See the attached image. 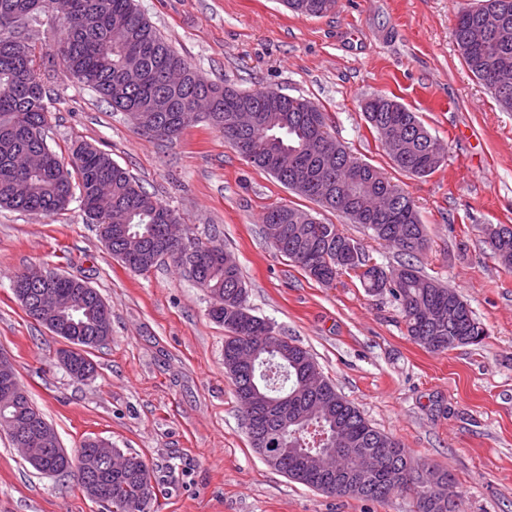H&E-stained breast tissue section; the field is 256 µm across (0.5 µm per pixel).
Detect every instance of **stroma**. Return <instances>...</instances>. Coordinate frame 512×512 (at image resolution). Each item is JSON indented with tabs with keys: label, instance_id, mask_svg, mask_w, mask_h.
<instances>
[{
	"label": "stroma",
	"instance_id": "1",
	"mask_svg": "<svg viewBox=\"0 0 512 512\" xmlns=\"http://www.w3.org/2000/svg\"><path fill=\"white\" fill-rule=\"evenodd\" d=\"M477 2L338 0L326 16L307 17L281 0H136L204 78L313 102L347 151L411 193L428 238L416 265L467 301L487 331L477 345L430 351L408 336L389 294H369L351 275L321 285L277 254L261 219L287 204L339 225L371 263L401 261L362 225L254 167L206 123L173 141L146 138L60 71L47 142L60 154L80 143L110 153L199 239L222 243L252 314L308 350L414 467L448 470L461 512H512V269L484 234L512 225V112L468 70L451 35L458 9ZM375 94L416 112L445 145L433 174L393 166L360 108ZM35 265L86 278L109 307L112 337L91 354V380L71 378L57 359L60 341L12 290ZM210 305L171 263L142 275L125 268L78 202L49 217L0 209V350L68 453L101 437L139 455L151 472V512H415L406 492L385 503L328 496L267 465L241 424L224 327ZM0 512L104 510L75 475L40 473L0 432Z\"/></svg>",
	"mask_w": 512,
	"mask_h": 512
}]
</instances>
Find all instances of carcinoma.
I'll return each mask as SVG.
<instances>
[{"label":"carcinoma","instance_id":"obj_1","mask_svg":"<svg viewBox=\"0 0 512 512\" xmlns=\"http://www.w3.org/2000/svg\"><path fill=\"white\" fill-rule=\"evenodd\" d=\"M291 11L322 16L323 6L337 0H282ZM488 12L506 17L509 32L489 49H466L468 28ZM46 16L57 23L56 39L47 61L42 52L23 41L29 25ZM452 37L471 73L487 88L491 81V58L512 68V0H480L475 7L458 10ZM65 70L77 82L93 89L112 109L143 112L160 118L164 125L175 126L182 112L199 110L201 120L224 134V138L251 164L270 174L285 187L304 168H329L327 177L343 188L355 167L364 169L370 186L392 198V217H366L357 223L366 226L373 237L393 248L406 261L384 269L370 265L359 245L345 236L336 224L303 223L306 211L287 207L288 218L273 224L267 208L262 217L265 239L280 255L303 272L306 260L316 256L319 275L333 284L344 274L354 273L370 294L388 292L401 306L408 336L431 351H445L459 345L480 343L487 332L475 319L461 324L448 314V296L443 285L424 275L413 264L427 243L416 204L404 189L378 168L358 161L328 130V117L314 103L301 98L283 97L279 105L267 106V89L251 92L202 79L150 23L135 0H0V208L29 213L40 211L50 216L65 209L73 199L92 224L112 223L116 214L124 223L112 231L111 251L117 257L126 239H140L145 248L143 265L129 266L144 273L158 264L155 247L160 241L161 225L178 218L177 213L149 194L129 172L112 160L109 153L81 143L71 149L69 160L49 148L45 138L48 104L52 100L51 79L56 67ZM187 71V83L179 90L167 86L164 71L168 67ZM243 108L261 112L264 125L234 134L224 133V117ZM364 116L377 135L386 131L406 140L407 147L393 165L407 174L425 177L441 165L443 154L432 153L434 146L444 149L416 114L398 101L384 95L368 99ZM317 136L330 150L327 157H313L304 151L310 137ZM508 240L489 246L498 261L512 267V228ZM171 263L209 294H217L224 304L237 303L234 315L212 318L224 324V369L230 374L239 403L242 424L253 437L250 417L265 425H280L279 410L297 421L281 432L288 456L276 471L289 479L316 488L319 481L303 474V466L312 455L332 450L363 448L378 458V469L355 480L361 491L322 490L329 496H350L379 503L398 492L412 493L417 512H430L427 503L435 498H457L454 478L446 470L431 467L417 471L404 448L395 439L375 429L361 411L336 391L328 380L320 399V414L302 419L310 391L303 379L319 367L301 346L288 340L284 348L260 349V337L274 326L251 314L247 306V288L238 264L213 259L195 268V258L171 256ZM61 291L77 294L80 308L63 320L69 322L71 335L95 333L102 318L100 295L90 288L81 294L70 278L56 283ZM128 467L110 476L105 490L108 512H149L153 500L150 470L137 454L130 453Z\"/></svg>","mask_w":512,"mask_h":512}]
</instances>
